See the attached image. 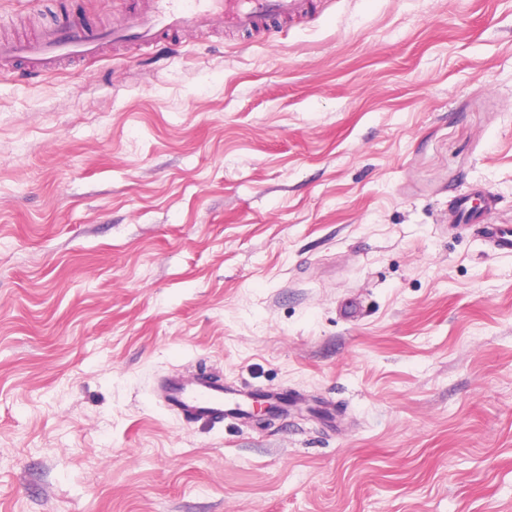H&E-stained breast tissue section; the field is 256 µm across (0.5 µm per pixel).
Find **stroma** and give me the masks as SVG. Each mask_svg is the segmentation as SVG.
<instances>
[{
    "mask_svg": "<svg viewBox=\"0 0 512 512\" xmlns=\"http://www.w3.org/2000/svg\"><path fill=\"white\" fill-rule=\"evenodd\" d=\"M122 10L0 0V37ZM502 224L512 0H335L0 73V512H512ZM201 372L295 401L161 402ZM495 200L493 193L484 187H476L462 195L455 202L460 222L472 221L481 209L487 207Z\"/></svg>",
    "mask_w": 512,
    "mask_h": 512,
    "instance_id": "35a3bbf8",
    "label": "stroma"
}]
</instances>
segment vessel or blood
<instances>
[{
	"instance_id": "obj_1",
	"label": "vessel or blood",
	"mask_w": 512,
	"mask_h": 512,
	"mask_svg": "<svg viewBox=\"0 0 512 512\" xmlns=\"http://www.w3.org/2000/svg\"><path fill=\"white\" fill-rule=\"evenodd\" d=\"M315 10L312 0H138L124 23L108 29H93L73 18L45 29L32 40L1 41L0 63L20 61L28 73L46 76L61 60L76 58L92 66L102 60L108 45L132 40L148 48L163 34L207 27L217 16L223 17L230 29H263L272 34L277 23L306 17ZM493 200L489 189L476 187L459 197L455 208L462 220L469 222ZM162 396L169 408L216 423L246 416L252 400L250 393L224 387L205 373L167 380Z\"/></svg>"
}]
</instances>
